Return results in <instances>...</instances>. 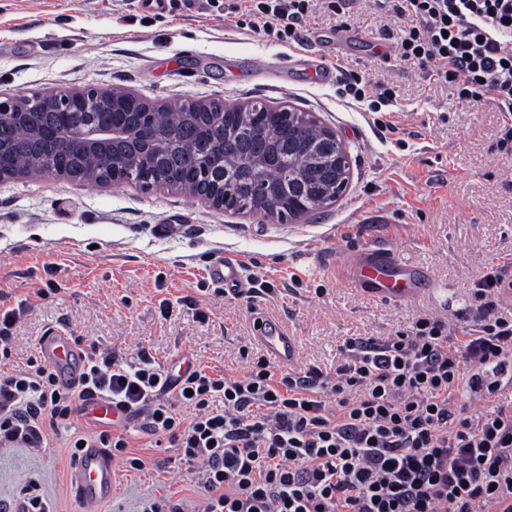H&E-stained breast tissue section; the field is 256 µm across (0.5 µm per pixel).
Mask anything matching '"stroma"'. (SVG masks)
Returning a JSON list of instances; mask_svg holds the SVG:
<instances>
[{
  "label": "stroma",
  "instance_id": "35a3bbf8",
  "mask_svg": "<svg viewBox=\"0 0 512 512\" xmlns=\"http://www.w3.org/2000/svg\"><path fill=\"white\" fill-rule=\"evenodd\" d=\"M343 25L359 37L336 68L394 88L395 129H378L347 104L337 80L298 71L280 86L268 66L291 45L225 20L224 0H166L161 10L141 0H0V98L122 87L152 104H287L334 132L351 160L334 203L282 223L170 189L63 175L0 181V310L20 312L0 368L24 365L39 338L63 326L79 346L93 342L128 361L143 354L176 371L188 359L236 375L243 351L261 350L264 318L293 336L295 367L332 371L348 337L387 336L421 315L463 310L484 266L512 259V153L497 147L502 116L489 100L458 104L452 87L403 61L402 22L379 0H356L343 22L317 14L302 34L328 44ZM375 242L422 267L431 287L394 302L337 279V256ZM227 254L274 293L250 305L216 293L210 269ZM129 430L142 456L164 466L137 472L115 461L112 496L98 512H136L145 496L196 500L177 450L147 447L138 422ZM89 433L77 416L41 451H0V500L19 502L34 480L57 512H83L69 442Z\"/></svg>",
  "mask_w": 512,
  "mask_h": 512
}]
</instances>
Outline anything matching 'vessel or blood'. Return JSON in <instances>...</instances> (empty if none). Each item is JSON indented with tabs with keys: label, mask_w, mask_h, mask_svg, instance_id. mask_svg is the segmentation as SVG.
<instances>
[{
	"label": "vessel or blood",
	"mask_w": 512,
	"mask_h": 512,
	"mask_svg": "<svg viewBox=\"0 0 512 512\" xmlns=\"http://www.w3.org/2000/svg\"><path fill=\"white\" fill-rule=\"evenodd\" d=\"M215 277L224 283L226 292L235 293L247 287L249 280L239 257L227 256L216 262ZM336 274L348 286L371 296L404 300L414 295L415 272L386 246L371 244L359 252L336 259ZM259 339L270 357L277 363L289 364L295 358V340L278 325L262 321ZM41 356L54 367L62 383L77 380L82 365V353L66 328L51 329L38 342ZM83 415L94 428L115 421L119 414L112 403L100 396L86 397ZM114 467L106 449H82L75 466L74 483L82 504L91 510L112 494Z\"/></svg>",
	"instance_id": "obj_1"
}]
</instances>
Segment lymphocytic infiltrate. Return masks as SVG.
Instances as JSON below:
<instances>
[{"label": "lymphocytic infiltrate", "instance_id": "1", "mask_svg": "<svg viewBox=\"0 0 512 512\" xmlns=\"http://www.w3.org/2000/svg\"><path fill=\"white\" fill-rule=\"evenodd\" d=\"M354 0H252V31L300 42L316 10L336 15ZM400 57L449 84L459 101L492 100L512 151V0H395ZM512 288L502 266L474 284L467 314L427 315L389 336H355L335 371L282 369L251 358L243 375L203 367L173 375L149 360L126 364L91 347L76 382L30 361L0 370V450L44 448L50 432L95 392L139 420L151 448H176L200 500L144 498L138 512H512ZM488 403L475 414L473 401ZM191 409L179 417L177 407ZM136 471L128 427L77 437Z\"/></svg>", "mask_w": 512, "mask_h": 512}]
</instances>
